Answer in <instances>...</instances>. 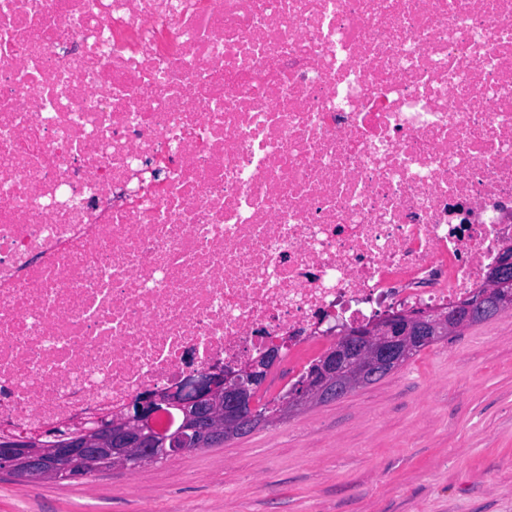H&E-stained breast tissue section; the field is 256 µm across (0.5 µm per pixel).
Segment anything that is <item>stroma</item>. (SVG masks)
Segmentation results:
<instances>
[{"label": "stroma", "mask_w": 512, "mask_h": 512, "mask_svg": "<svg viewBox=\"0 0 512 512\" xmlns=\"http://www.w3.org/2000/svg\"><path fill=\"white\" fill-rule=\"evenodd\" d=\"M0 512H512V309L218 447L77 482L0 475Z\"/></svg>", "instance_id": "1"}]
</instances>
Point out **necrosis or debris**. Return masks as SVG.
<instances>
[{
  "label": "necrosis or debris",
  "mask_w": 512,
  "mask_h": 512,
  "mask_svg": "<svg viewBox=\"0 0 512 512\" xmlns=\"http://www.w3.org/2000/svg\"><path fill=\"white\" fill-rule=\"evenodd\" d=\"M512 239V0H0V424L445 306Z\"/></svg>",
  "instance_id": "1"
}]
</instances>
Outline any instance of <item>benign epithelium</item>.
Here are the masks:
<instances>
[{"label":"benign epithelium","mask_w":512,"mask_h":512,"mask_svg":"<svg viewBox=\"0 0 512 512\" xmlns=\"http://www.w3.org/2000/svg\"><path fill=\"white\" fill-rule=\"evenodd\" d=\"M486 288L495 294L492 310L512 307L511 245L501 248L497 270ZM470 316L468 307L393 311L362 327L356 336L344 325L332 326L328 333L341 342L323 353L269 415L259 413L256 394L281 351L274 345H259L233 367L197 372V392L188 400L161 388L130 401L117 415L99 417L92 427L78 420L62 428L26 432L3 425L0 473L27 480L80 481L91 469L133 470L222 445L313 404L344 398L353 388L401 366L413 344L444 341L463 328ZM170 409L180 417V425L173 430L156 423L157 416Z\"/></svg>","instance_id":"obj_1"}]
</instances>
